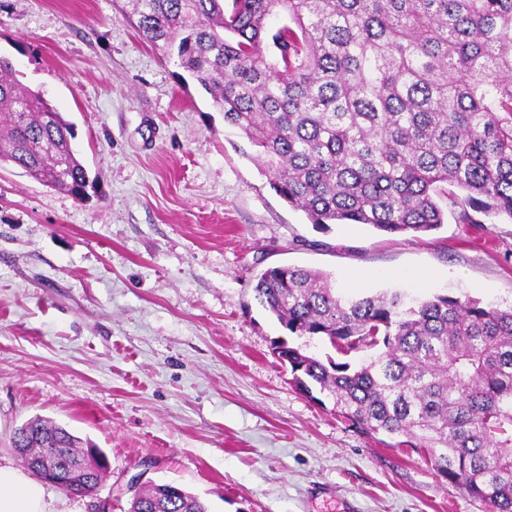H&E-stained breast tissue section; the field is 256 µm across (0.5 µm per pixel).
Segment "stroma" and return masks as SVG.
Here are the masks:
<instances>
[{
	"label": "stroma",
	"mask_w": 512,
	"mask_h": 512,
	"mask_svg": "<svg viewBox=\"0 0 512 512\" xmlns=\"http://www.w3.org/2000/svg\"><path fill=\"white\" fill-rule=\"evenodd\" d=\"M126 0H0V56L75 128L80 202L0 165V463L41 417L91 440L96 495L52 512H127L173 482L209 512H487L412 448L296 390L288 338L254 291L265 269L330 273L342 293L512 305V220L387 235L318 229L270 187L209 96L138 36ZM378 279L347 286L348 271Z\"/></svg>",
	"instance_id": "1"
}]
</instances>
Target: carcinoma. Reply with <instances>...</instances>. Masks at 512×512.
<instances>
[{
  "instance_id": "obj_1",
  "label": "carcinoma",
  "mask_w": 512,
  "mask_h": 512,
  "mask_svg": "<svg viewBox=\"0 0 512 512\" xmlns=\"http://www.w3.org/2000/svg\"><path fill=\"white\" fill-rule=\"evenodd\" d=\"M141 38L242 131L270 186L311 224L426 234L444 209L512 220V0H128ZM73 123L0 58V163L78 201L89 177ZM446 199L441 206L439 199ZM260 303L337 361L274 342L299 391L368 434L397 438L436 474L512 512V306L398 292L345 297L331 276L266 269ZM364 349L359 363L346 357ZM65 428L18 429L24 466L51 456L82 484L106 469ZM169 483L128 512H208Z\"/></svg>"
}]
</instances>
